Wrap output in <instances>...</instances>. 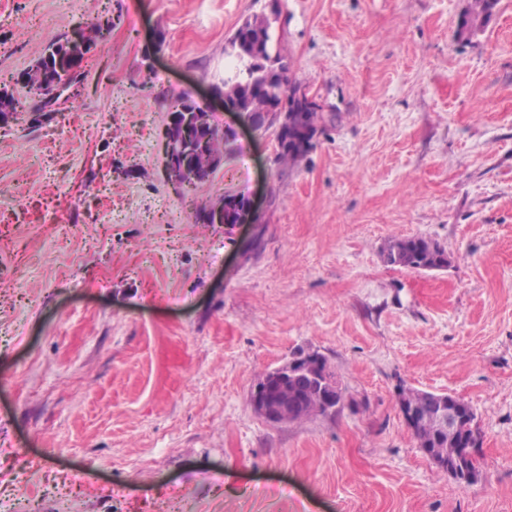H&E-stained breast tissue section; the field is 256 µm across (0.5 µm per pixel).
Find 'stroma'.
I'll return each instance as SVG.
<instances>
[{"mask_svg": "<svg viewBox=\"0 0 512 512\" xmlns=\"http://www.w3.org/2000/svg\"><path fill=\"white\" fill-rule=\"evenodd\" d=\"M280 0L291 76L332 106L312 149L225 111V46L267 0H0V86L76 19L112 32L77 95L0 128V512H512V0ZM233 140L175 192L169 101ZM227 194L258 224H205ZM443 270L384 265L394 238ZM322 355L327 416L273 424L256 380ZM473 409L482 481L418 448L398 385ZM497 0H469L463 18L458 26L460 38L481 30L491 19ZM387 266L432 270L446 268L451 263V253L438 242L420 236L391 240L380 252Z\"/></svg>", "mask_w": 512, "mask_h": 512, "instance_id": "1", "label": "stroma"}]
</instances>
